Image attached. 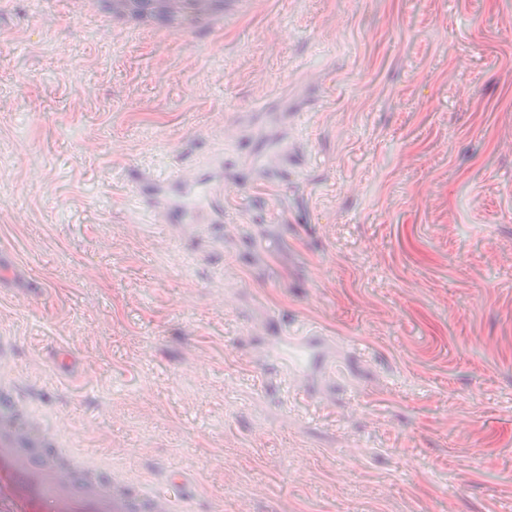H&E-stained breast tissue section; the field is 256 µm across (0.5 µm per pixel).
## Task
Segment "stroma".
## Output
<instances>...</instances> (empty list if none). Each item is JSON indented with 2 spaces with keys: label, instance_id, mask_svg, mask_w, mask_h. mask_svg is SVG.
<instances>
[{
  "label": "stroma",
  "instance_id": "stroma-1",
  "mask_svg": "<svg viewBox=\"0 0 512 512\" xmlns=\"http://www.w3.org/2000/svg\"><path fill=\"white\" fill-rule=\"evenodd\" d=\"M235 138L221 228L131 197ZM0 260L19 392L168 507L512 512V0L189 38L0 0ZM279 319L338 339L319 403L261 360Z\"/></svg>",
  "mask_w": 512,
  "mask_h": 512
}]
</instances>
